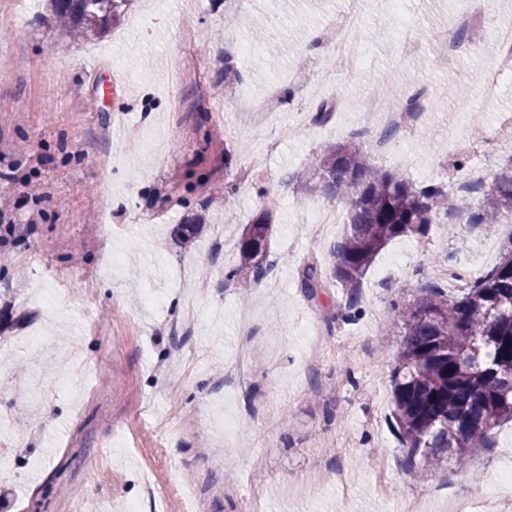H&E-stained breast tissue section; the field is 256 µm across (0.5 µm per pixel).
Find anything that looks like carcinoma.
<instances>
[{
	"mask_svg": "<svg viewBox=\"0 0 512 512\" xmlns=\"http://www.w3.org/2000/svg\"><path fill=\"white\" fill-rule=\"evenodd\" d=\"M50 2L77 42L108 28L131 0ZM304 174L311 191L348 206V230L333 246L331 273L314 261L300 271L309 299L333 284L358 287L389 241L424 236L450 211H469L470 223L497 234L512 223V171L498 174L475 212L468 203L454 204L468 194L453 198L439 187L418 188L405 176L374 166L353 141L314 158ZM275 206L266 198L238 242L240 269L255 284L272 267ZM458 281L455 288L424 285L415 304L397 316L404 341L392 375V422L415 471L437 467L446 454L462 456L485 446L489 430L512 421V250L492 269Z\"/></svg>",
	"mask_w": 512,
	"mask_h": 512,
	"instance_id": "cac0c4a2",
	"label": "carcinoma"
}]
</instances>
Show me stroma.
Wrapping results in <instances>:
<instances>
[{
  "label": "stroma",
  "mask_w": 512,
  "mask_h": 512,
  "mask_svg": "<svg viewBox=\"0 0 512 512\" xmlns=\"http://www.w3.org/2000/svg\"><path fill=\"white\" fill-rule=\"evenodd\" d=\"M460 0H363L350 53L323 81L321 34L346 0H135L103 33L70 42L46 0H0V512H404L447 494L512 512V423L489 445L415 472L391 423V374L425 283L498 263L505 236L455 214L399 237L337 317L345 290L309 300L299 271L331 268L344 224L315 230L328 198L295 176L348 140L370 148L365 99L424 91L414 125L374 165L480 203L512 165V136L474 159L457 140L512 119V81L486 98L495 56L435 41ZM246 45L231 70L224 42ZM114 75L115 99L98 95ZM328 121L315 122L320 109ZM296 125L257 182L238 177L262 130ZM277 201L274 267L240 301L226 273L243 228ZM204 221L181 244L177 228ZM223 225L216 242L213 227ZM322 345L309 361L311 339ZM246 363L251 381L228 375Z\"/></svg>",
  "instance_id": "35a3bbf8"
}]
</instances>
